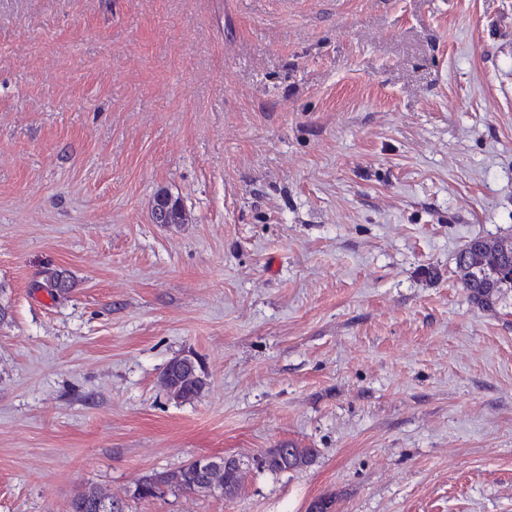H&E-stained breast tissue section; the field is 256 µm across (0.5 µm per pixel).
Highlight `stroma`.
Wrapping results in <instances>:
<instances>
[{
	"label": "stroma",
	"mask_w": 512,
	"mask_h": 512,
	"mask_svg": "<svg viewBox=\"0 0 512 512\" xmlns=\"http://www.w3.org/2000/svg\"><path fill=\"white\" fill-rule=\"evenodd\" d=\"M474 237L512 240V0H0V512H512ZM289 441L235 498L128 497ZM176 204H179L178 199H174ZM173 214V224H183L184 211L179 204V208L174 210L172 213V198L168 195L164 196V194H160L155 203V209L153 212V221L155 224H167L172 219ZM201 371L202 368L198 361L195 365L194 362L188 361L186 356L178 355L172 358L164 368L160 383L173 400L193 401L201 395L206 386ZM280 448H282L281 453L272 448L263 454L262 457L267 454L266 464L259 468L272 474L295 471L308 466L313 461L316 452L314 448H301L293 442H288ZM262 457L256 460L257 465L263 462ZM124 502L103 490L88 488L76 494L70 502L69 512H125Z\"/></svg>",
	"instance_id": "obj_1"
}]
</instances>
